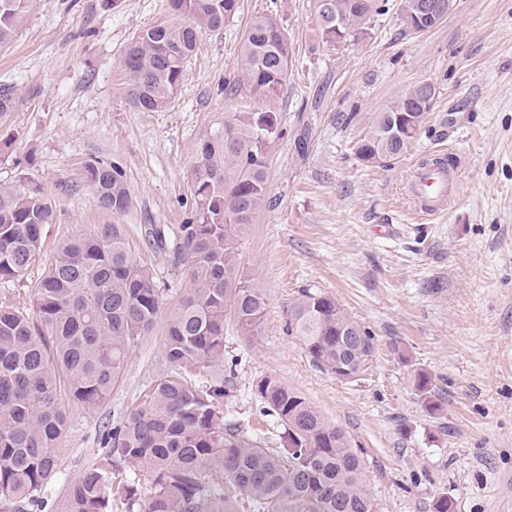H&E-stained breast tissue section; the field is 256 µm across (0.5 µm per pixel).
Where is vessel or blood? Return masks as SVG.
Returning a JSON list of instances; mask_svg holds the SVG:
<instances>
[{
    "mask_svg": "<svg viewBox=\"0 0 512 512\" xmlns=\"http://www.w3.org/2000/svg\"><path fill=\"white\" fill-rule=\"evenodd\" d=\"M462 163L412 166L405 184V193L414 212L430 218L448 210L459 196Z\"/></svg>",
    "mask_w": 512,
    "mask_h": 512,
    "instance_id": "obj_1",
    "label": "vessel or blood"
}]
</instances>
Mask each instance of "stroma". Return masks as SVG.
Returning a JSON list of instances; mask_svg holds the SVG:
<instances>
[{"label":"stroma","instance_id":"stroma-1","mask_svg":"<svg viewBox=\"0 0 512 512\" xmlns=\"http://www.w3.org/2000/svg\"><path fill=\"white\" fill-rule=\"evenodd\" d=\"M259 13L277 16L295 55L275 103L282 134L269 151L268 203L239 241L240 270L269 304L257 336L225 323L235 372L225 422L279 447L282 428L255 391L272 375L346 432L379 512H434L442 496L452 512H512V0H454L424 33L406 32L392 10L338 48L319 42L310 0H240L222 31L202 34L161 112L131 107L121 59L135 33L167 16L168 0H32L19 36L0 50V84L20 97L0 126V186L40 187L55 220L24 276L0 282V305L30 309L58 243L107 224L120 225L162 290L157 322L130 348L110 399L69 405L45 501L56 506L97 457L103 431L165 368L166 324L193 286L192 268L152 248L146 230L190 217L195 145L224 119V82ZM421 81L436 96L420 136L393 161L364 163L357 147L374 113ZM435 151L465 156L460 195L446 214L420 220L405 177ZM91 160L122 168L127 213L99 206L84 180ZM311 285L371 338L355 378L314 366L288 333V304Z\"/></svg>","mask_w":512,"mask_h":512}]
</instances>
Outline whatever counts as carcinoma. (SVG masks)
Listing matches in <instances>:
<instances>
[{"label":"carcinoma","mask_w":512,"mask_h":512,"mask_svg":"<svg viewBox=\"0 0 512 512\" xmlns=\"http://www.w3.org/2000/svg\"><path fill=\"white\" fill-rule=\"evenodd\" d=\"M389 0H311L316 35L327 46L364 39ZM418 0H400L404 28L418 33ZM31 0H0V48L19 35ZM170 18L139 31L122 65L131 105L143 112L169 107L195 53L200 33L218 31L239 0H169ZM293 49L269 14L256 15L241 43L240 73L224 84L231 102L224 121L199 139L193 166L191 217L175 231V253L190 259L195 288L171 315L164 342L166 369L149 384L144 404L102 434L101 453L68 484L58 512H377L358 454L344 431L274 376L256 391L283 427L281 447L265 448L224 422L233 387L224 376V323L232 315L244 336H256L266 290L239 271L238 244L267 204L268 154L281 120L270 107L288 80ZM434 86L409 87L375 113L357 153L372 164L402 156L417 139ZM249 98L260 107L238 104ZM19 96L0 86V125ZM86 180L99 205L115 214L132 202L122 169L92 161ZM52 204L38 187L0 186V281L24 275L53 223ZM170 230L153 224L148 241L169 247ZM161 289L130 256L116 225L59 243L34 289L32 313L0 306V512H42L40 494L58 472L60 441L69 428L61 398L94 409L111 396L129 348L154 327ZM288 329L311 362L336 372L346 336L358 337L343 362L355 376L371 353V338L322 289L298 291ZM221 474L218 481L214 475Z\"/></svg>","instance_id":"1"}]
</instances>
